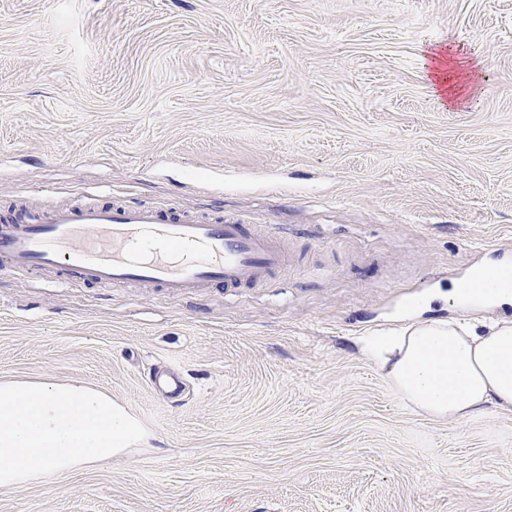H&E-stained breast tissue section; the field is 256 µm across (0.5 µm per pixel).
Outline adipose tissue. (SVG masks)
<instances>
[{
    "label": "adipose tissue",
    "instance_id": "adipose-tissue-1",
    "mask_svg": "<svg viewBox=\"0 0 512 512\" xmlns=\"http://www.w3.org/2000/svg\"><path fill=\"white\" fill-rule=\"evenodd\" d=\"M364 350L408 406L433 418L512 410V319H433L371 337ZM140 436L109 396L80 382H1L0 491L103 464Z\"/></svg>",
    "mask_w": 512,
    "mask_h": 512
}]
</instances>
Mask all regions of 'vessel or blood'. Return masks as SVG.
<instances>
[{
  "instance_id": "b4317fda",
  "label": "vessel or blood",
  "mask_w": 512,
  "mask_h": 512,
  "mask_svg": "<svg viewBox=\"0 0 512 512\" xmlns=\"http://www.w3.org/2000/svg\"><path fill=\"white\" fill-rule=\"evenodd\" d=\"M288 271L279 238L236 216L199 218L150 204H48L37 222L0 217V272L76 276L172 296L253 288Z\"/></svg>"
}]
</instances>
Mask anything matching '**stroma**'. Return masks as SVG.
Masks as SVG:
<instances>
[{
	"instance_id": "1",
	"label": "stroma",
	"mask_w": 512,
	"mask_h": 512,
	"mask_svg": "<svg viewBox=\"0 0 512 512\" xmlns=\"http://www.w3.org/2000/svg\"><path fill=\"white\" fill-rule=\"evenodd\" d=\"M450 45L480 62L457 104L425 67ZM29 194L236 215L293 262L198 299L0 276V381L143 430L0 512H512V410L429 418L358 345L512 316L437 297L512 264V0H0V213Z\"/></svg>"
}]
</instances>
